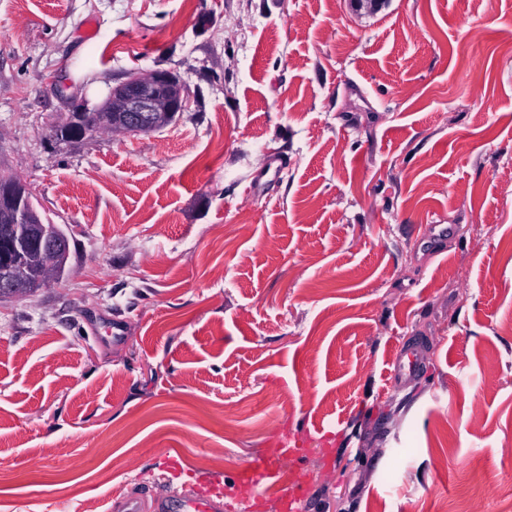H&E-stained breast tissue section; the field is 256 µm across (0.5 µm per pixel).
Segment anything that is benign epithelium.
Listing matches in <instances>:
<instances>
[{"instance_id":"obj_1","label":"benign epithelium","mask_w":512,"mask_h":512,"mask_svg":"<svg viewBox=\"0 0 512 512\" xmlns=\"http://www.w3.org/2000/svg\"><path fill=\"white\" fill-rule=\"evenodd\" d=\"M184 86L164 70L146 71L113 88L104 105L88 114L89 127L100 134H141L172 122L185 111ZM28 213L23 193L10 183L0 185V222L21 224ZM28 293L24 273L17 263L6 261L0 268V297H20Z\"/></svg>"}]
</instances>
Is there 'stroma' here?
Segmentation results:
<instances>
[{
    "label": "stroma",
    "mask_w": 512,
    "mask_h": 512,
    "mask_svg": "<svg viewBox=\"0 0 512 512\" xmlns=\"http://www.w3.org/2000/svg\"><path fill=\"white\" fill-rule=\"evenodd\" d=\"M149 70L173 124L55 135ZM1 177L70 258L0 298V512H245L282 430L307 512H512V0H0ZM162 512H224V492L219 483L175 493L157 503Z\"/></svg>",
    "instance_id": "35a3bbf8"
}]
</instances>
